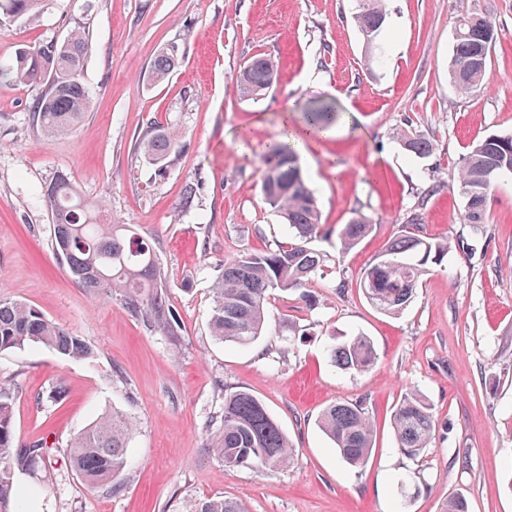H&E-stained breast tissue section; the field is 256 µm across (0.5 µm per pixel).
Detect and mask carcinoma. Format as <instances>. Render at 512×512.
<instances>
[{
	"instance_id": "obj_1",
	"label": "carcinoma",
	"mask_w": 512,
	"mask_h": 512,
	"mask_svg": "<svg viewBox=\"0 0 512 512\" xmlns=\"http://www.w3.org/2000/svg\"><path fill=\"white\" fill-rule=\"evenodd\" d=\"M41 0H0V16L21 18L38 8ZM355 20L370 49L369 61L383 64L375 45L386 16L381 0H359ZM496 31L490 19L467 11L455 25L449 73L456 92L471 95L489 84L488 60ZM90 52L85 32L42 43L38 49L19 50L0 64V78L41 85L31 112L49 136L72 132L87 111L90 95L83 81ZM178 57L160 52L150 66L152 80H163ZM275 61L252 56L236 75L241 96L258 100L274 85ZM338 117L335 104L319 102L300 112V122L315 129L332 126ZM183 132L175 126H156L136 140L135 148L162 173L168 158L180 147ZM402 148L418 156L434 151L422 135L400 133ZM512 173V135L491 134L472 142L462 160L456 191L465 202L463 220L474 226L485 223L494 179ZM266 202L288 224L291 235L262 251H244L224 261L215 279L210 330L224 342L247 344L260 336L268 319V299L274 291L305 286L321 267V253L310 244L323 235L324 225L314 192L307 184L295 149L285 141L268 151L262 184ZM53 220L56 255L66 272L89 292L105 295L128 311L143 314L163 334L179 327L176 312L165 297V281L156 251L139 237L132 224H118L99 205L82 199L71 179L58 174L44 193ZM369 221L358 215L342 225L338 239L342 251L355 247L371 231ZM449 245L421 234L419 224H408L382 255L363 272L359 287L372 306L383 314L398 315L412 301L426 264L448 253ZM43 346L69 359H89L94 352L76 336L36 308L23 302L0 299V351ZM331 362L340 369L362 373L375 362V351L365 336L336 344ZM13 392L0 387V512H23L15 493V474L46 460L49 448L41 442L21 443L14 430ZM392 429L399 450L416 457L436 433L431 405L409 392L396 405ZM320 426L340 456L352 466L364 465L374 448L373 425L364 404L339 401L321 414ZM133 422L112 411L76 436L69 445L70 463L91 487L112 483L128 465L127 448ZM226 467L258 470L288 466L295 449L266 405L247 390L224 396L220 425L208 435ZM193 512H244L242 504L221 496L197 503Z\"/></svg>"
}]
</instances>
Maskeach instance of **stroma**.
Masks as SVG:
<instances>
[{"label":"stroma","instance_id":"35a3bbf8","mask_svg":"<svg viewBox=\"0 0 512 512\" xmlns=\"http://www.w3.org/2000/svg\"><path fill=\"white\" fill-rule=\"evenodd\" d=\"M355 5L42 0L36 13L0 17V61L78 26L91 42L90 109L71 133L47 136L33 120L37 87L0 82V298L31 305L96 352L83 361L44 347L0 351L17 438L51 450L16 477L24 512H193L218 496L246 512H440L457 495L469 512H512V173L500 177L476 228L463 222L464 201L452 191L472 141L512 133V0H385L381 66L367 62ZM465 8L489 16L497 34L490 83L468 97L448 74ZM171 43L182 59L153 82L150 65ZM257 53L277 61L278 82L253 102L234 76ZM323 99L340 112L337 134L300 155L328 232L314 243L323 266L303 288L273 293L258 340L219 342L209 331L219 264L288 238L261 191L280 115ZM153 122L184 133L162 174L134 149ZM402 130L430 139L433 153L407 154ZM61 172L87 202L154 245L179 316L175 334L89 294L60 266L41 191ZM189 182L199 193L185 209ZM359 214L372 230L341 253L336 233ZM415 219L450 249L428 263L407 310L387 316L358 282ZM360 334L374 346L375 366L337 369L330 346ZM238 389L260 397L288 435L295 456L287 469L228 468L207 448L225 392ZM410 391L436 421L430 448L416 458L401 454L391 426ZM342 400L365 402L374 422L376 446L362 467L346 463L318 426ZM114 410L137 424L130 465L118 489L90 488L67 446ZM401 482L418 494L400 499Z\"/></svg>","mask_w":512,"mask_h":512}]
</instances>
